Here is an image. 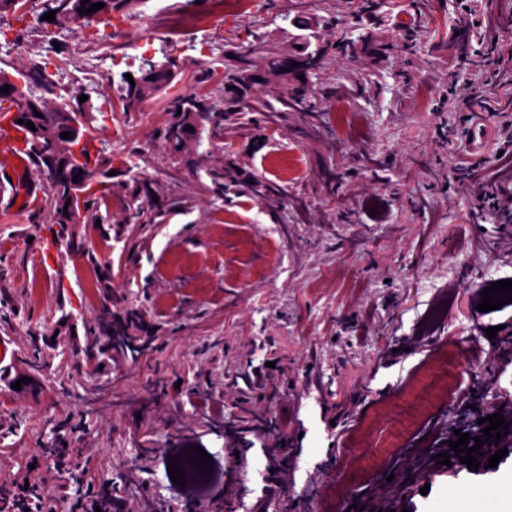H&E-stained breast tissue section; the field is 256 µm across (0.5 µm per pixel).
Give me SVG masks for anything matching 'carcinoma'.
<instances>
[{
	"label": "carcinoma",
	"mask_w": 512,
	"mask_h": 512,
	"mask_svg": "<svg viewBox=\"0 0 512 512\" xmlns=\"http://www.w3.org/2000/svg\"><path fill=\"white\" fill-rule=\"evenodd\" d=\"M104 3V8L90 14H82L79 9L90 7L98 3ZM147 0H44V11L55 12L54 23L63 26L76 20H85L87 27L95 24H110L114 16L124 15L136 5ZM29 0H0V13L11 12L17 20L21 21L28 14ZM302 46L300 50H294L290 57L282 56L263 44L253 45L249 54H259V60L268 75H279L288 72L289 59H303L311 67L320 69L325 63L327 49L319 47L311 49V42L303 40L298 42ZM236 62L240 66L232 69L227 64V55L215 56L210 62V71L219 69L224 72V96L217 100L207 95L194 93L179 94L170 99L167 105L171 120L158 131V136L168 145L170 152L179 156L188 151L189 145L195 140V134L201 130L202 122L209 124H221L226 118H240L244 112L273 111L275 106L270 101L250 102V89L253 82L249 81L244 71L252 65L248 54H235ZM50 60L42 58L33 59L29 63L26 73L27 82L15 87L8 93L0 91V106L8 102L14 111L25 110V117L33 124L47 130L54 128L53 116L57 112L67 111L73 107L83 112L82 132L79 136L70 140V143L79 146V155L69 154V160L62 162L65 168V179L53 181L44 154L50 152L52 143L43 139L41 148L36 149L29 145L31 162L46 175L47 187L38 200L35 208L29 210L28 219L33 224H55L57 228L51 229L55 241H67L70 249L77 252H86L84 243L77 239L71 231L73 224H94L101 221L105 224L110 221L109 211L112 200L120 202L125 210L131 209L136 202H141L148 207L151 219L163 217L176 212L178 208H185L186 203L173 196H157L155 183L152 179L141 174L133 173V168L138 166L134 158L139 152L131 150L124 155L106 153L103 149L94 146V139L89 135L88 120L94 117V113L102 111L95 106L92 99L79 102V95H71L65 102L57 107L48 106L47 102L34 98L29 91V83H39L43 86L52 84V73L49 72ZM139 75L133 76V81H128L125 74H120L119 100L123 105V111L136 112L140 106L153 96L162 93L175 79L176 71L169 62L158 63L151 59H142L138 68ZM155 79H149V76ZM40 112L41 116L34 115ZM191 126L193 130L187 131L185 127ZM116 175H110V172ZM89 177L90 185L86 186V196L83 199L81 210L71 214L64 210L66 182L73 181L78 173ZM209 177L216 189L224 190V182L239 188L241 193L262 195L267 191V185L259 178L253 177L251 181L239 180L237 172L232 168H226L222 164L213 165L208 169ZM120 180H114V177ZM158 200H153V197ZM137 327L141 332L148 333L144 315L130 312L123 317L114 316L109 320L102 319L98 323L97 330L92 332L94 336H105L109 339H119L129 335L131 327Z\"/></svg>",
	"instance_id": "1"
}]
</instances>
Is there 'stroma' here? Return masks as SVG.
Listing matches in <instances>:
<instances>
[{"label":"stroma","mask_w":512,"mask_h":512,"mask_svg":"<svg viewBox=\"0 0 512 512\" xmlns=\"http://www.w3.org/2000/svg\"><path fill=\"white\" fill-rule=\"evenodd\" d=\"M43 2L30 0L23 52L1 49L0 60L23 71L57 42L56 87L33 95L55 103L73 89L108 104L91 123L96 146L144 149L145 175L187 206L160 222L132 209L120 226L74 225L91 255L60 249L53 276L36 267L48 225L0 206V488L29 483L57 512L103 477L112 512H500L512 499V437L494 467L438 456L474 418L512 413V306L476 313L472 290L512 280V222L474 201L512 120V0H376L363 15L359 0H254L188 34L148 30L145 18L205 15L213 0H148L94 40L45 20ZM297 17L318 19L320 45L346 27L367 39L329 55L309 103L225 121L217 134L204 126L178 160L154 137L171 119L167 94L123 111L117 80L142 59L173 61L177 92L217 98L224 75L209 73L211 55L261 40L291 53ZM337 102L361 111L355 136L332 122ZM479 124L489 142L474 153ZM278 151L300 156L299 178L269 173ZM219 158L273 193L210 191ZM371 195L385 223L369 219ZM98 262L112 269L109 288ZM106 305L141 310L152 335L98 370L86 344ZM437 305L447 308L438 333H422ZM481 322L497 326L494 340ZM443 345L458 352L455 393L382 453L408 386ZM57 433L75 473L44 450ZM180 442L213 461L211 496L189 508L167 469Z\"/></svg>","instance_id":"obj_1"}]
</instances>
